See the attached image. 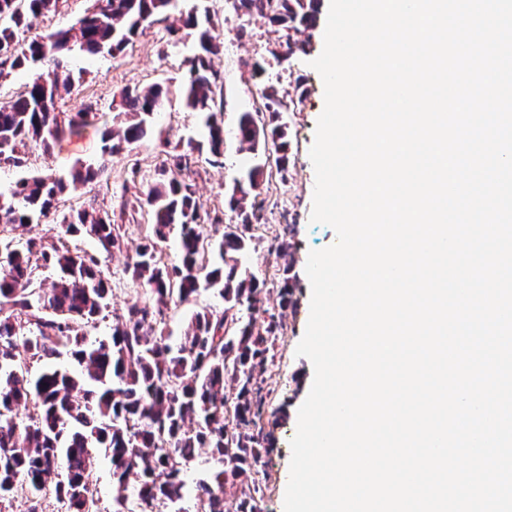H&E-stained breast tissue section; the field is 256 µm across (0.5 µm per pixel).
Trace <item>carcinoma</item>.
<instances>
[{
  "instance_id": "obj_1",
  "label": "carcinoma",
  "mask_w": 512,
  "mask_h": 512,
  "mask_svg": "<svg viewBox=\"0 0 512 512\" xmlns=\"http://www.w3.org/2000/svg\"><path fill=\"white\" fill-rule=\"evenodd\" d=\"M60 0H0V78L37 66L22 90L0 105V158L16 172L0 186V232L9 261L0 264V503L19 496L28 512H39L48 495L66 505V512H99L90 481V448L98 444L112 465V512H182L184 469L205 448L219 463L210 477L194 487L196 512H258L261 491L254 477L262 449V396L258 375L274 355L277 323L259 324L253 312L259 303V282L246 265L253 224L260 218V188L270 165H288L287 108L272 85L261 88L275 125H260L253 113L237 120L240 149L264 162L250 165L227 192L228 207L239 224L224 231L217 254L204 249L200 227L224 223V213L206 211L190 180L200 158L215 165L224 156L223 77L211 64L220 43L209 15L192 8L172 17L176 0H101L103 7L67 30L45 37L23 38L28 18L57 10ZM237 10L288 31L315 26L320 0H236ZM164 24L172 37L186 29L198 51L182 78L183 102L205 115V141L180 142L165 167L141 195L120 197L119 211L147 210L152 234L128 258L127 279L139 297L115 318L107 340L88 341L112 295L100 260L73 250L71 237L88 236L110 255L122 250V225L93 204L49 226L40 238L13 247L30 224L55 208L67 190L96 181L112 156L145 138L157 105L167 101V88L154 83L126 90L122 130L102 134L98 166H81L70 179L44 175L27 166L21 148L34 143L47 151L73 135L95 115L89 104L66 113L61 92L78 80L66 57L116 54L136 38L145 23ZM179 229L180 261L160 264L154 239ZM57 271L50 287H34L32 261ZM224 300L220 311L191 319L184 335L172 344L164 335L168 306L199 290L201 281ZM67 352L82 367L73 373L55 366ZM45 369L30 378L28 364ZM65 457L67 472L57 471Z\"/></svg>"
}]
</instances>
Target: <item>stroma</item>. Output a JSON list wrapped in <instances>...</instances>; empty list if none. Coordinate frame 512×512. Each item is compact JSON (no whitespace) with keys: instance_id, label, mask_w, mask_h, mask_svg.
<instances>
[{"instance_id":"obj_1","label":"stroma","mask_w":512,"mask_h":512,"mask_svg":"<svg viewBox=\"0 0 512 512\" xmlns=\"http://www.w3.org/2000/svg\"><path fill=\"white\" fill-rule=\"evenodd\" d=\"M92 0H62L57 12L32 20L27 38L75 26L91 8ZM181 9L199 7L208 10L215 25L214 34L221 43L213 65L224 74V110L221 118L227 133L223 163L219 166L200 162L192 180L197 197L205 210H220L224 221L237 223L235 212L225 209L224 194L252 159L240 152L233 131L243 112H258L259 122L271 119L261 109L262 101L252 77L254 62H263L266 72L261 81L277 87L280 95L302 89L303 100L284 113L288 124V167L272 172L261 186L263 202L261 225L255 233L256 246L247 258L251 271L261 279L260 296L265 308L274 313L279 324L274 357L262 375L265 405L263 421L268 435L265 454L256 469L261 483L259 512H284V498L289 478L290 442L297 429L298 409L307 398L313 378V365L297 355L310 314L311 285L306 274L310 251L327 248L335 242V230L311 220L315 170L310 150L315 140L316 124L324 109V84L311 66L324 45L327 7H320L316 25L295 34L300 46L292 56H284L285 36L277 27L257 19L238 15L228 0H179ZM193 54V39L186 33L167 38L161 26L146 28L126 48L113 56L99 55L93 59L75 57L76 66L84 74L63 96L68 112L84 110L88 101L98 104L96 121L78 134L54 145L50 151L28 146L26 154L30 169L59 176L69 175L79 163L95 164L101 157V133L104 128H119L121 92L125 88H144L155 82L169 88L168 102L152 133L120 153L113 155L99 183L62 200L53 215L61 222L71 210L93 203L112 211L115 223L121 224L126 248L101 257L106 274L112 278L113 296L105 318L90 334L103 340L111 334L112 320L137 293L124 279L127 256L149 234L147 212L135 216L116 213L121 193L136 194L152 181L173 147L182 139L199 136L203 129L197 113L186 111L182 104L180 76ZM138 169V178H131V169ZM293 289L292 303L280 307L279 293L283 286ZM216 290H200L188 300L172 303L166 315V330L173 337L182 336L187 324L199 313L222 308Z\"/></svg>"}]
</instances>
